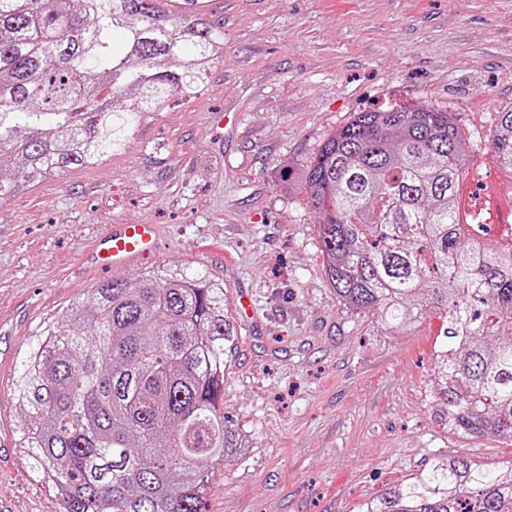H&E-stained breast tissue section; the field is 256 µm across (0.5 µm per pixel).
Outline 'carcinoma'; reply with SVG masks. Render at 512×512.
<instances>
[{
	"instance_id": "obj_1",
	"label": "carcinoma",
	"mask_w": 512,
	"mask_h": 512,
	"mask_svg": "<svg viewBox=\"0 0 512 512\" xmlns=\"http://www.w3.org/2000/svg\"><path fill=\"white\" fill-rule=\"evenodd\" d=\"M0 0V199L122 148L138 113L191 100L224 32L204 0ZM183 60L179 69L171 62ZM134 108L115 106L127 92ZM461 118L430 105L358 112L302 174L326 274L390 333L443 318L432 415L450 434L512 439V225L475 177ZM512 176V107L489 147ZM238 338L224 287L162 268L102 282L25 353L20 447L63 512H200L212 469L249 452L224 415ZM358 512H512V462L436 457Z\"/></svg>"
}]
</instances>
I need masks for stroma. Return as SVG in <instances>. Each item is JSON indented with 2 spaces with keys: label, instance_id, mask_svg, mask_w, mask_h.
<instances>
[{
  "label": "stroma",
  "instance_id": "1",
  "mask_svg": "<svg viewBox=\"0 0 512 512\" xmlns=\"http://www.w3.org/2000/svg\"><path fill=\"white\" fill-rule=\"evenodd\" d=\"M224 32L198 96L142 113L121 153L0 201V502L61 512L19 446L13 384L43 328L90 288L84 258L113 225H161L155 266L224 285L238 340L224 412L246 459L217 467L201 512H357L438 455L512 461V441L448 434L432 416L426 316L391 335L339 301L300 174L355 113L432 105L484 150L512 105V0H205ZM235 120L217 129L212 113ZM247 293L254 318L236 313Z\"/></svg>",
  "mask_w": 512,
  "mask_h": 512
}]
</instances>
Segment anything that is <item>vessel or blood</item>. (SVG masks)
Segmentation results:
<instances>
[{
	"mask_svg": "<svg viewBox=\"0 0 512 512\" xmlns=\"http://www.w3.org/2000/svg\"><path fill=\"white\" fill-rule=\"evenodd\" d=\"M158 225L146 222L116 224L111 235L99 242L94 250L92 266L108 268H137L160 249Z\"/></svg>",
	"mask_w": 512,
	"mask_h": 512,
	"instance_id": "vessel-or-blood-1",
	"label": "vessel or blood"
}]
</instances>
